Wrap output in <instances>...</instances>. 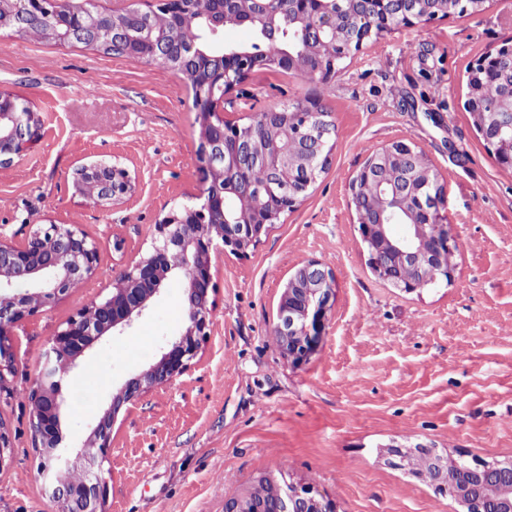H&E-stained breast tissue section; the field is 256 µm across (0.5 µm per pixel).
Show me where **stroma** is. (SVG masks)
Instances as JSON below:
<instances>
[{"label": "stroma", "mask_w": 512, "mask_h": 512, "mask_svg": "<svg viewBox=\"0 0 512 512\" xmlns=\"http://www.w3.org/2000/svg\"><path fill=\"white\" fill-rule=\"evenodd\" d=\"M504 44L512 0H491L481 14L394 28L324 83L251 73L226 118L242 125L276 107L317 104L334 126L330 165L255 249L212 250L208 334L182 376L118 415L107 512H225L263 476L314 487L333 512H462L391 448L420 444L472 465L512 459V169L466 108L470 66ZM0 90L42 125L32 149L0 166V239L72 224L100 254L94 278L14 329L0 393L12 446L0 512H57L38 474L25 391L55 330L111 293L172 209L198 203L199 124L189 85L161 64L4 27ZM76 96L78 111L69 107ZM396 140L426 154L459 247L451 281L414 291L371 268L350 205L368 149ZM95 161L126 167L134 193L109 207L76 194L77 169ZM309 260L332 273L335 288L316 347L294 364L271 332L285 283ZM186 325L185 281L174 275L130 328L93 344L63 382L64 445L79 451L113 394Z\"/></svg>", "instance_id": "stroma-1"}]
</instances>
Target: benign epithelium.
<instances>
[{
	"label": "benign epithelium",
	"mask_w": 512,
	"mask_h": 512,
	"mask_svg": "<svg viewBox=\"0 0 512 512\" xmlns=\"http://www.w3.org/2000/svg\"><path fill=\"white\" fill-rule=\"evenodd\" d=\"M280 0H255L253 11L236 15V0H224L222 17L208 18L211 33L224 25V18L237 16L235 23L259 28L263 37L276 40L282 27ZM288 20L318 21L302 26L308 47L338 43L343 55L357 51L369 41L377 26L391 29L403 25H425L457 13L461 0H287ZM89 0H14L8 23L21 30L35 14L54 15L72 42L95 44L106 38L122 44L129 38L122 21L108 27L100 12L88 7ZM139 48L161 63H170L166 42L151 35ZM184 58L199 59L208 67V79L190 83L199 122V172L204 184V201L163 218L147 257L112 285V295L93 301L70 317L51 337V355L39 378L29 387L32 407L31 431L39 459L38 472L58 504L59 512H106L108 484L104 466L109 461L112 426L121 408L183 375L196 358L201 340L211 324L213 290L211 251L219 242L232 253L244 255L267 237L281 214L294 209L314 179L313 164L326 158L328 113L302 103L290 112L266 113V121L282 125L286 138L267 142L249 127L224 119L229 95L258 65L254 53L236 47L211 57L195 45L181 51ZM474 74H497L502 87L480 133L502 155L501 164L512 166V46L487 50L472 67ZM41 138L35 113L21 106L9 93L0 92V164L9 165ZM415 147L405 141L382 146L370 154L350 184L351 203L361 224L372 267L383 279L406 291L414 289L408 274L424 262H432L448 273V257L455 238L444 224L441 211L445 191L432 187L431 171L411 165ZM301 165L294 185L281 180L285 172ZM395 166L396 180L382 186L372 210L364 211L361 182L374 176L381 166ZM267 171L264 192L251 195L243 177L248 170ZM77 192L98 204H109L131 194L134 185L129 171L118 163L96 162L82 166L75 180ZM408 197L421 209L423 221L406 225L400 238L388 234L385 204ZM95 243L72 224H44L17 245L0 241V389L12 372L11 330L26 318L65 297L92 278L98 270ZM186 281L188 326L168 341L160 360L128 380L113 396L98 419L83 451L71 458L62 444L61 415L64 403L61 381L95 342L121 332L142 316L161 284L172 275ZM25 284L24 292L15 291ZM334 288L332 275L316 261L296 268L280 301L278 337L281 356L294 363L304 361L320 336L325 310ZM9 430L0 420V470L10 460ZM439 490L462 502L466 512H512V461L472 466L450 456L432 457V472L426 476ZM264 512H331L329 505L310 486L279 489L278 497Z\"/></svg>",
	"instance_id": "obj_1"
}]
</instances>
